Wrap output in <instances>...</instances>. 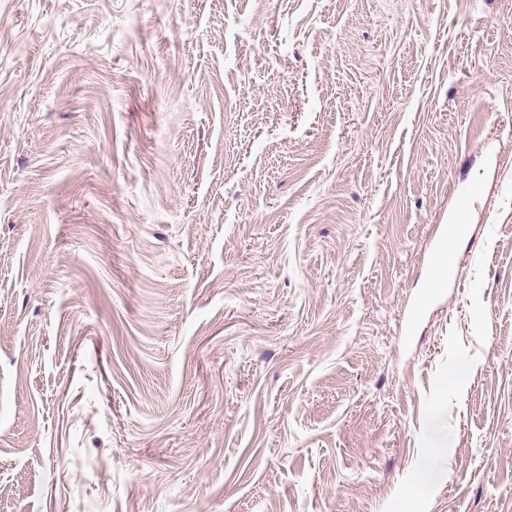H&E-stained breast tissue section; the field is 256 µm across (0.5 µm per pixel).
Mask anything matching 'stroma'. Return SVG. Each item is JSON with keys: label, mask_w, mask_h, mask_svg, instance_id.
<instances>
[{"label": "stroma", "mask_w": 512, "mask_h": 512, "mask_svg": "<svg viewBox=\"0 0 512 512\" xmlns=\"http://www.w3.org/2000/svg\"><path fill=\"white\" fill-rule=\"evenodd\" d=\"M0 512H512V0H0Z\"/></svg>", "instance_id": "1"}]
</instances>
